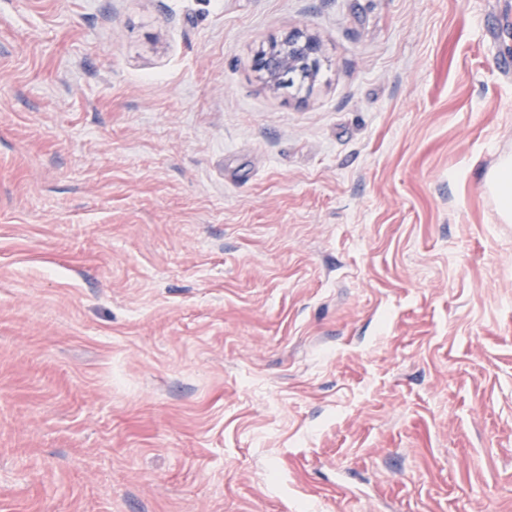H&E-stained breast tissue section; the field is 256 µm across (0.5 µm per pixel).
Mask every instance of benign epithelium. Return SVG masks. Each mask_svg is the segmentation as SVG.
<instances>
[{
  "label": "benign epithelium",
  "mask_w": 512,
  "mask_h": 512,
  "mask_svg": "<svg viewBox=\"0 0 512 512\" xmlns=\"http://www.w3.org/2000/svg\"><path fill=\"white\" fill-rule=\"evenodd\" d=\"M321 45L313 37L301 32L287 35L283 41L255 58V68L263 72L271 84L292 70L313 74L321 59Z\"/></svg>",
  "instance_id": "benign-epithelium-1"
}]
</instances>
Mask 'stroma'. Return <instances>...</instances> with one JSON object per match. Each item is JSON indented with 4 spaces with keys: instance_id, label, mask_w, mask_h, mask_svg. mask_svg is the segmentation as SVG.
<instances>
[{
    "instance_id": "35a3bbf8",
    "label": "stroma",
    "mask_w": 512,
    "mask_h": 512,
    "mask_svg": "<svg viewBox=\"0 0 512 512\" xmlns=\"http://www.w3.org/2000/svg\"><path fill=\"white\" fill-rule=\"evenodd\" d=\"M506 155L512 0H0V512H512ZM321 53V45L315 38L301 32L288 34L280 44L257 55L255 68L273 85L288 71L290 83L292 70L314 74L320 65ZM492 196L496 200L499 214L505 223L512 221V158L506 156L486 176Z\"/></svg>"
}]
</instances>
